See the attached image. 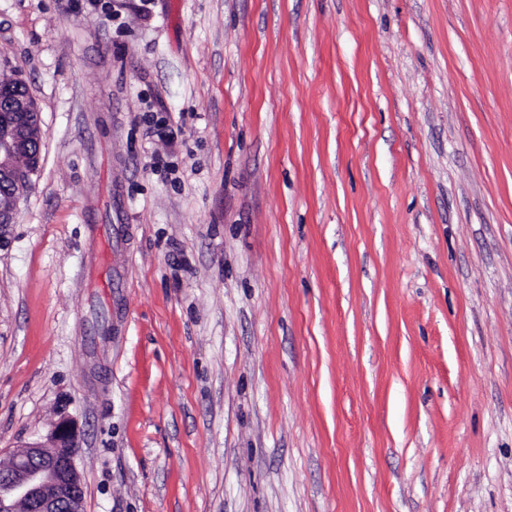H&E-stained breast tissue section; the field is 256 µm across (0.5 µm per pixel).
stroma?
I'll use <instances>...</instances> for the list:
<instances>
[{
    "mask_svg": "<svg viewBox=\"0 0 512 512\" xmlns=\"http://www.w3.org/2000/svg\"><path fill=\"white\" fill-rule=\"evenodd\" d=\"M42 163L0 464L85 512H512V0H0ZM50 439L20 446L0 467V512H85L73 422L61 417Z\"/></svg>",
    "mask_w": 512,
    "mask_h": 512,
    "instance_id": "1",
    "label": "stroma"
}]
</instances>
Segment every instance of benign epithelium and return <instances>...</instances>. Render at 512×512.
I'll use <instances>...</instances> for the list:
<instances>
[{"label": "benign epithelium", "instance_id": "1", "mask_svg": "<svg viewBox=\"0 0 512 512\" xmlns=\"http://www.w3.org/2000/svg\"><path fill=\"white\" fill-rule=\"evenodd\" d=\"M42 138L35 101L15 97L0 113V183L13 184L10 192L0 194V251L10 245L9 230L19 202L31 187L29 176L40 167ZM18 157L26 161L28 178L23 181L15 179ZM50 439L48 446L38 441L20 446L0 467V512H85L73 422L60 418Z\"/></svg>", "mask_w": 512, "mask_h": 512}]
</instances>
